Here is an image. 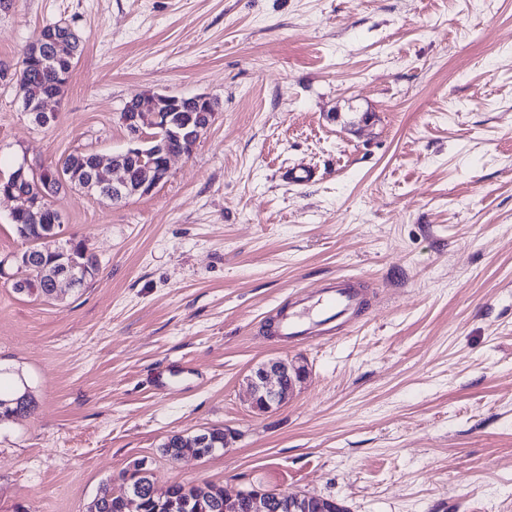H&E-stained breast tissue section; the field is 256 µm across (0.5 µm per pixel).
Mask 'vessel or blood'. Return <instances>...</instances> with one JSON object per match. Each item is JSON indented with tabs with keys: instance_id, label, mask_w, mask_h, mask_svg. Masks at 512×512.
I'll return each instance as SVG.
<instances>
[{
	"instance_id": "1",
	"label": "vessel or blood",
	"mask_w": 512,
	"mask_h": 512,
	"mask_svg": "<svg viewBox=\"0 0 512 512\" xmlns=\"http://www.w3.org/2000/svg\"><path fill=\"white\" fill-rule=\"evenodd\" d=\"M363 305L364 300L357 289L334 283L310 300L282 313L275 330L289 338L307 339L317 335L320 327L360 310Z\"/></svg>"
}]
</instances>
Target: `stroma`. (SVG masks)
Masks as SVG:
<instances>
[{
  "mask_svg": "<svg viewBox=\"0 0 512 512\" xmlns=\"http://www.w3.org/2000/svg\"><path fill=\"white\" fill-rule=\"evenodd\" d=\"M58 21L82 48L58 118L36 126L0 81V175L123 150L146 93L216 115L150 194L52 198L100 262L88 288L43 302L0 279V383L37 402L0 426V512H86L137 460L160 490L512 512V0H14L0 65ZM297 165L315 178L286 182ZM336 278L364 312L273 334ZM277 358L309 376L256 413L245 377ZM204 428L230 447L161 453Z\"/></svg>",
  "mask_w": 512,
  "mask_h": 512,
  "instance_id": "obj_1",
  "label": "stroma"
}]
</instances>
